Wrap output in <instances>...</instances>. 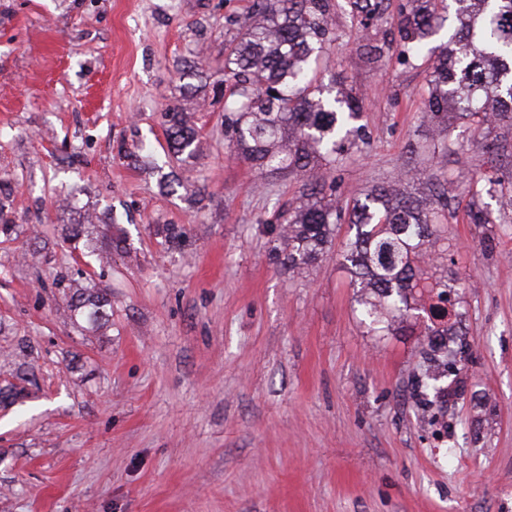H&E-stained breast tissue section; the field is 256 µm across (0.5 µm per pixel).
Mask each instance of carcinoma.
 <instances>
[{
  "label": "carcinoma",
  "instance_id": "carcinoma-1",
  "mask_svg": "<svg viewBox=\"0 0 512 512\" xmlns=\"http://www.w3.org/2000/svg\"><path fill=\"white\" fill-rule=\"evenodd\" d=\"M332 0H252L240 32L224 57V136L228 147L259 177L299 172L309 178L307 193L280 213L273 228L280 245L274 257L290 270L316 263L333 244L346 220L354 237L343 246L342 265L358 288L360 321L387 335L424 324L415 375L422 406L444 404L448 384V336L455 309L456 279L438 271L432 254L448 252L440 224L448 209V179L429 178V202L410 193L379 187L355 200L350 211L327 195L335 192L320 172L333 171L345 154L365 142L361 101L352 91L327 89L316 64L332 41ZM352 19L365 27L386 13V0H344ZM459 27L435 55L426 88V116L465 115L482 128L512 123V0H452ZM447 0H406L397 18L399 54L417 58L447 21ZM206 70L183 72V87L202 93ZM170 150L185 159L196 153L192 116L175 108L164 113ZM87 216L65 229L74 251L102 261L88 240ZM72 317L95 332L111 317L106 289L83 272L59 281Z\"/></svg>",
  "mask_w": 512,
  "mask_h": 512
}]
</instances>
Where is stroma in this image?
I'll use <instances>...</instances> for the list:
<instances>
[{"label":"stroma","mask_w":512,"mask_h":512,"mask_svg":"<svg viewBox=\"0 0 512 512\" xmlns=\"http://www.w3.org/2000/svg\"><path fill=\"white\" fill-rule=\"evenodd\" d=\"M251 3L0 0V389L17 394L0 403V512H512V199L469 194L480 171L512 183V127L428 120L431 60L337 10L320 79L353 88L367 137L337 197L423 195L438 171L454 189L442 222L471 354L431 425L418 334L360 323L338 257L353 229L302 274L271 258L307 177L256 179L224 138V45ZM199 59L200 149L180 161L162 115ZM472 202L492 223H470ZM87 213L99 247L119 243L91 267L112 304L96 332L58 286L80 266L63 227Z\"/></svg>","instance_id":"1"}]
</instances>
